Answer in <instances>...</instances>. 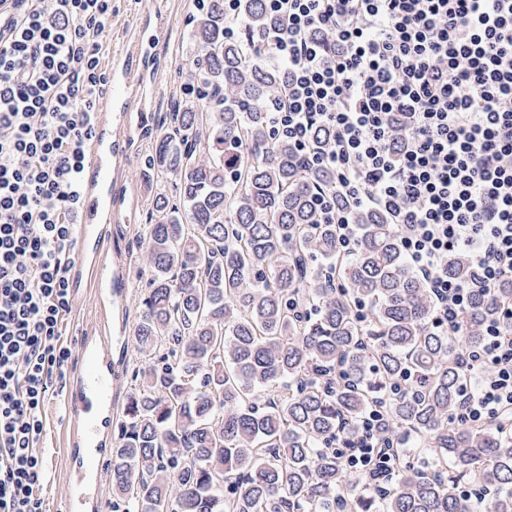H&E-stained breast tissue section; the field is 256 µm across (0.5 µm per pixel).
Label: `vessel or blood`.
<instances>
[{"instance_id":"vessel-or-blood-1","label":"vessel or blood","mask_w":512,"mask_h":512,"mask_svg":"<svg viewBox=\"0 0 512 512\" xmlns=\"http://www.w3.org/2000/svg\"><path fill=\"white\" fill-rule=\"evenodd\" d=\"M161 38L159 24L143 19L134 33L135 50L111 60L110 89L100 102L88 148L79 250L70 275L76 285L91 288L103 317L87 327L79 346L81 366L64 399L73 463L66 479L67 502L73 512H102L105 503L102 461L120 394L112 349L129 331L124 303L131 286L127 262L113 249L112 235L114 225L130 223L135 207L136 193L123 177L126 144L153 109V94L142 75L154 67Z\"/></svg>"}]
</instances>
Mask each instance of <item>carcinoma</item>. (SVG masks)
<instances>
[{"mask_svg":"<svg viewBox=\"0 0 512 512\" xmlns=\"http://www.w3.org/2000/svg\"><path fill=\"white\" fill-rule=\"evenodd\" d=\"M242 18L257 38L278 28L264 0H244ZM226 25L224 0L193 19L209 96L182 99L150 159L177 201L159 198L147 230L135 338L152 363L118 424L114 512H512V438L452 420L460 358L512 306V280L475 293L450 336L386 214L357 209L342 252L313 202L334 174L304 169L262 110L282 70ZM448 277H475L466 253ZM378 399L386 435L419 463L380 489L332 448ZM464 481L492 496L462 499Z\"/></svg>","mask_w":512,"mask_h":512,"instance_id":"cac0c4a2","label":"carcinoma"}]
</instances>
